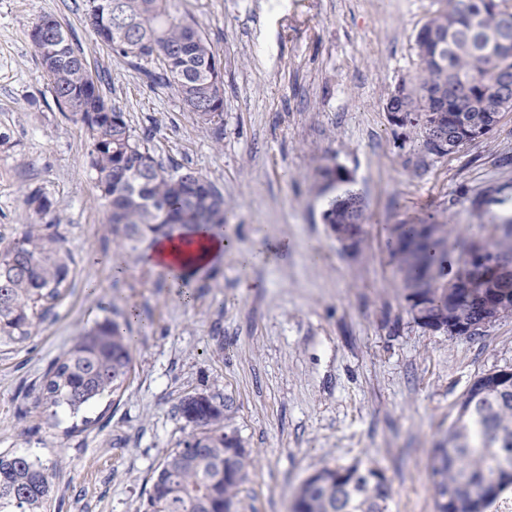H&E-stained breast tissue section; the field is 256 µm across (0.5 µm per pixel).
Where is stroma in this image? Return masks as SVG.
I'll return each mask as SVG.
<instances>
[{"mask_svg":"<svg viewBox=\"0 0 512 512\" xmlns=\"http://www.w3.org/2000/svg\"><path fill=\"white\" fill-rule=\"evenodd\" d=\"M224 66L219 128L198 123L174 87L146 80L96 36L89 0H0V250L53 201L46 233L64 237L71 284L22 346L0 343V452L53 473L51 512H144L165 456L189 428L192 393L229 398L253 458L234 512H290L301 483L326 466L383 470L388 512H436L432 453L482 374L512 370V317L472 337L414 322L387 233L450 224L448 270L471 240L512 221V112L458 152H426L392 125L389 93L417 72L415 35L438 0H174ZM50 16L72 34L109 105L125 112L165 165L224 195L238 247L287 244L286 258L202 276L190 302L141 250L121 248L92 179L82 123L56 107L30 34ZM347 180L323 191L321 167ZM356 196L365 239L340 251L323 213ZM121 257L126 272L108 263ZM110 318L134 338L120 394L80 416L38 401L50 363Z\"/></svg>","mask_w":512,"mask_h":512,"instance_id":"obj_1","label":"stroma"}]
</instances>
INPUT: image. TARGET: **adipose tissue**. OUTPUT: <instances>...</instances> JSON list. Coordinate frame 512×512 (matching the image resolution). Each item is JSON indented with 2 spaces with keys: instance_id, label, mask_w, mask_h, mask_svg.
Masks as SVG:
<instances>
[{
  "instance_id": "1",
  "label": "adipose tissue",
  "mask_w": 512,
  "mask_h": 512,
  "mask_svg": "<svg viewBox=\"0 0 512 512\" xmlns=\"http://www.w3.org/2000/svg\"><path fill=\"white\" fill-rule=\"evenodd\" d=\"M234 256L242 268H250L260 255L251 249L237 248L234 242L215 227L202 228L190 239L177 236L157 237L142 261L145 265L164 271L181 286L183 298H190V282L199 274L223 264L227 256Z\"/></svg>"
}]
</instances>
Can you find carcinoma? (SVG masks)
<instances>
[{
  "mask_svg": "<svg viewBox=\"0 0 512 512\" xmlns=\"http://www.w3.org/2000/svg\"><path fill=\"white\" fill-rule=\"evenodd\" d=\"M442 7L415 36L418 73L407 87L412 109L432 111L427 93L448 88V124L462 125V96L512 78V12L499 0H441ZM89 19L99 40L113 53L131 60L157 62L145 71L151 82L177 88L203 125L217 124L224 111V82H212L218 59L207 38L175 13L173 0H90ZM448 36L442 50L422 32ZM31 37L55 101H64L91 139L90 165L105 200L112 233L125 247L138 248L175 225L226 223L224 196L214 186L207 195L191 193L179 178L202 177L164 167L147 140L133 133L124 112L102 111L104 97L81 50L57 20L41 18ZM27 207L44 217L54 203L40 189L26 195ZM395 248L404 297L420 282L431 284L424 301L445 308L458 323L482 314V302L495 303L490 321L512 316V270L463 259L449 279L441 262L446 251L424 237L416 224L400 225ZM491 257L512 262V225L492 239ZM72 258L65 240L27 224L14 244L0 251V342L23 345L52 312L70 286ZM132 337L106 320L77 337L50 364L39 390L48 409L72 415L114 394L132 369ZM229 399L221 403L200 394L184 396L179 412L191 431L164 459L147 499L146 512H233L234 500L252 464L228 420ZM512 454V374L479 376L458 404L457 416L433 456L437 512H485L512 486L501 468L504 452ZM53 474L27 455L0 454V512H49ZM392 488L373 466L325 467L300 487L292 512H386Z\"/></svg>",
  "mask_w": 512,
  "mask_h": 512,
  "instance_id": "1",
  "label": "carcinoma"
}]
</instances>
